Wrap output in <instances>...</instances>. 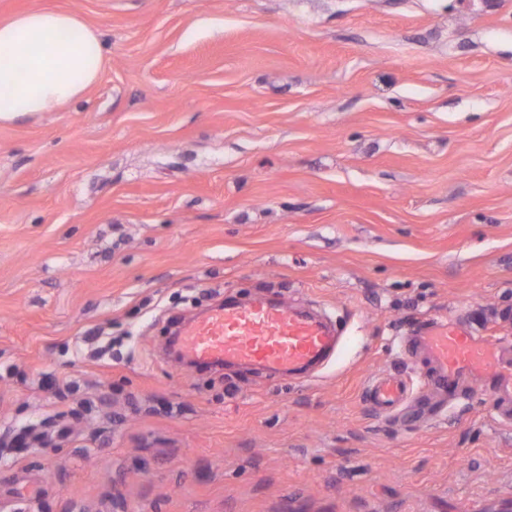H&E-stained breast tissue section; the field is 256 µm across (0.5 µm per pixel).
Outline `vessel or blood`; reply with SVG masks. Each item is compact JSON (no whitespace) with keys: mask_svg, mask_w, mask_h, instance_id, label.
Masks as SVG:
<instances>
[{"mask_svg":"<svg viewBox=\"0 0 512 512\" xmlns=\"http://www.w3.org/2000/svg\"><path fill=\"white\" fill-rule=\"evenodd\" d=\"M416 336L432 366L430 383L441 393L504 362L499 340L475 335L459 320L423 326ZM336 342L326 319L266 297L214 308L183 326L176 338L181 355L196 365L258 364L291 378L322 361ZM368 395L380 408L393 409L404 402L406 388L395 380H378ZM492 396L499 414L511 419L512 376L493 377Z\"/></svg>","mask_w":512,"mask_h":512,"instance_id":"vessel-or-blood-1","label":"vessel or blood"}]
</instances>
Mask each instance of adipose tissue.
Masks as SVG:
<instances>
[{
	"mask_svg": "<svg viewBox=\"0 0 512 512\" xmlns=\"http://www.w3.org/2000/svg\"><path fill=\"white\" fill-rule=\"evenodd\" d=\"M77 30L81 47L66 48ZM100 34L75 14L33 10L0 21V121L52 112L81 97L103 67Z\"/></svg>",
	"mask_w": 512,
	"mask_h": 512,
	"instance_id": "obj_1",
	"label": "adipose tissue"
}]
</instances>
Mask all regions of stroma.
I'll use <instances>...</instances> for the list:
<instances>
[{
	"instance_id": "obj_1",
	"label": "stroma",
	"mask_w": 512,
	"mask_h": 512,
	"mask_svg": "<svg viewBox=\"0 0 512 512\" xmlns=\"http://www.w3.org/2000/svg\"><path fill=\"white\" fill-rule=\"evenodd\" d=\"M105 49L0 122V512H487L512 422L406 353L512 348V0H0ZM264 295L330 316L311 375L195 371L174 319ZM408 381L379 413L375 378ZM74 388L57 400L53 382ZM415 336L432 366L428 384L440 393L454 391L467 377L486 373L504 362L499 340L475 336L460 320L425 325Z\"/></svg>"
}]
</instances>
